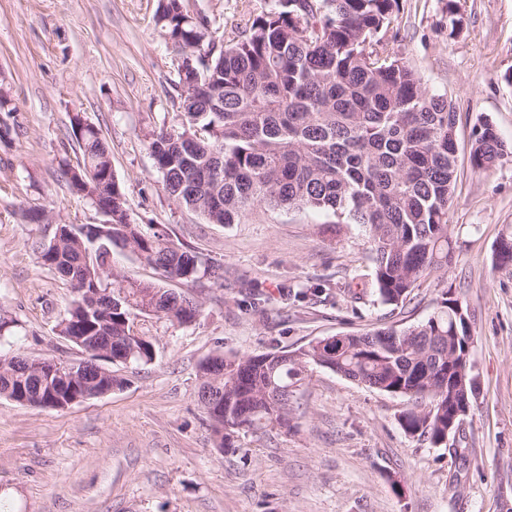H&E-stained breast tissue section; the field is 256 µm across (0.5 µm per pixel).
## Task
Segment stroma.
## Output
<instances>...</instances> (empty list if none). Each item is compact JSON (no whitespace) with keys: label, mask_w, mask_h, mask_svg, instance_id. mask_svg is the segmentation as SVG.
I'll return each instance as SVG.
<instances>
[{"label":"stroma","mask_w":512,"mask_h":512,"mask_svg":"<svg viewBox=\"0 0 512 512\" xmlns=\"http://www.w3.org/2000/svg\"><path fill=\"white\" fill-rule=\"evenodd\" d=\"M215 18L220 42L274 0H184ZM456 14H449V7ZM158 0H0V313L13 319L0 355L81 360L58 324L75 297L34 250L56 224L103 215L67 183L81 159L70 118L95 125L112 156L131 219L155 225L210 267L193 281L161 278L127 251L125 280L160 281L194 297L201 314L177 326L134 323L154 344L148 364L114 365L124 387L65 409L0 397V501L9 512H512V152L492 169L470 161L478 120L512 149V0H398L385 39L457 112V180L448 211L454 258L410 302L374 292L364 227L315 210L253 207L209 224L163 191L148 135L184 119ZM461 30L452 33V19ZM29 208L48 212L29 224ZM467 310L470 374L478 384L447 447L407 434L406 398L310 366L290 428L240 432L215 448L199 401V362L214 354L292 351L339 334L415 326L443 290ZM365 300L350 302L349 292ZM468 448L466 459L455 447Z\"/></svg>","instance_id":"stroma-1"}]
</instances>
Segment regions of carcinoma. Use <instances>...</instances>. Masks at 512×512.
Returning <instances> with one entry per match:
<instances>
[{"mask_svg": "<svg viewBox=\"0 0 512 512\" xmlns=\"http://www.w3.org/2000/svg\"><path fill=\"white\" fill-rule=\"evenodd\" d=\"M397 0H275L220 47L211 21L191 14L184 0H159L160 36L181 47L173 66L183 92L180 130L152 133L148 149L162 189L208 224H232L256 205L317 209L337 224L368 233L376 293L404 304L418 282L448 266V210L456 169V112L427 88L384 40ZM71 127L82 162L66 170L73 192L111 209L112 234L93 242L96 226L64 224L41 245L43 266L67 280L76 297L59 323L62 336H85L92 348L135 347L130 362L154 359L153 342L132 332V316L193 322L200 305L154 282L112 286L116 248L129 250L164 276L195 280L201 258L161 230L131 221L124 188L112 174L109 147L81 115ZM507 154L493 124L473 131L470 159L486 171ZM443 292L434 312L407 329L346 335L341 345L309 343L294 351L226 357L219 369L200 362V387L216 396L203 405L220 447L237 434L290 422L294 389L317 365L412 401L400 425L435 446L446 444L448 402L458 396L448 358L468 355L467 327ZM120 388L107 370L88 375ZM24 390L42 407L66 390L60 378L41 380L11 366L0 371V397Z\"/></svg>", "mask_w": 512, "mask_h": 512, "instance_id": "carcinoma-1", "label": "carcinoma"}]
</instances>
